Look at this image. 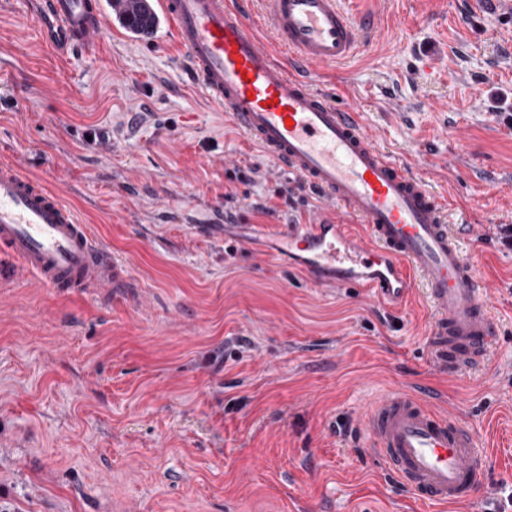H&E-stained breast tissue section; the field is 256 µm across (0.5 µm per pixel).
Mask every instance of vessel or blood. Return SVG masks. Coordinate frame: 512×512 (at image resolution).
Masks as SVG:
<instances>
[{
	"instance_id": "obj_1",
	"label": "vessel or blood",
	"mask_w": 512,
	"mask_h": 512,
	"mask_svg": "<svg viewBox=\"0 0 512 512\" xmlns=\"http://www.w3.org/2000/svg\"><path fill=\"white\" fill-rule=\"evenodd\" d=\"M45 3L52 19L41 36L58 58L89 49L101 36L98 0ZM260 4L272 26L271 47L231 0H146L156 19L171 25L192 80L218 111L291 179L307 182L365 226L354 232L326 214L290 225L279 256L319 283H366L390 306L424 288L439 356L447 357L450 372L476 370L490 359L499 323L465 249L470 229L452 233L447 207L429 182L378 145L360 112L339 106L304 77L355 56L363 22L341 0ZM279 47L288 61L277 58ZM0 246L50 288H98L115 279L110 253L59 193L3 160ZM363 425L378 458L416 500L470 501L486 474L489 455L476 433L416 388L386 389L369 404Z\"/></svg>"
}]
</instances>
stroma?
<instances>
[{
  "label": "stroma",
  "instance_id": "stroma-1",
  "mask_svg": "<svg viewBox=\"0 0 512 512\" xmlns=\"http://www.w3.org/2000/svg\"><path fill=\"white\" fill-rule=\"evenodd\" d=\"M360 51L312 82L430 176L451 221L512 225V13L487 0H343ZM0 0V160L59 191L120 265L109 288L42 286L0 252V512H512V251L467 253L500 322L451 376L421 298L386 308L275 256L322 206L188 77L171 36L106 24L62 62ZM254 224L252 244L219 225ZM439 396L493 465L470 502L415 501L379 468L365 404Z\"/></svg>",
  "mask_w": 512,
  "mask_h": 512
}]
</instances>
